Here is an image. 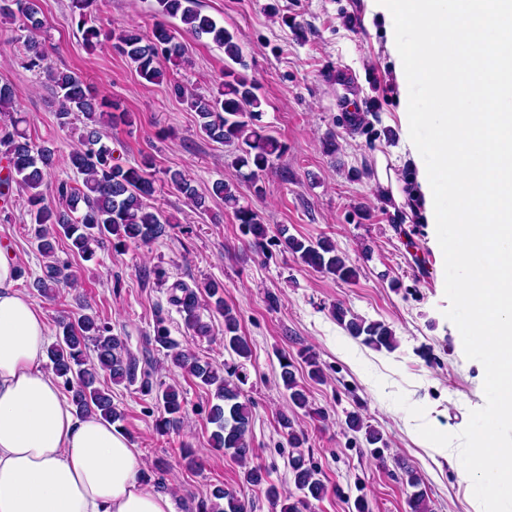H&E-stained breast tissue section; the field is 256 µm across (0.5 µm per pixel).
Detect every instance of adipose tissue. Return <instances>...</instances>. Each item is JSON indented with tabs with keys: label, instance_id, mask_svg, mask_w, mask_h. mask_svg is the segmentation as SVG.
Returning <instances> with one entry per match:
<instances>
[{
	"label": "adipose tissue",
	"instance_id": "1",
	"mask_svg": "<svg viewBox=\"0 0 512 512\" xmlns=\"http://www.w3.org/2000/svg\"><path fill=\"white\" fill-rule=\"evenodd\" d=\"M394 59L412 183L381 174L396 206L423 197L430 224L468 275L463 340L493 391L470 450L492 512H512V0H366ZM427 138H420V131ZM0 247V512H175L147 490L145 462L112 424L80 416L47 370L49 329Z\"/></svg>",
	"mask_w": 512,
	"mask_h": 512
}]
</instances>
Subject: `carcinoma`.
<instances>
[{"label":"carcinoma","instance_id":"carcinoma-1","mask_svg":"<svg viewBox=\"0 0 512 512\" xmlns=\"http://www.w3.org/2000/svg\"><path fill=\"white\" fill-rule=\"evenodd\" d=\"M95 4L96 0H71L72 18L85 47L93 50L112 42V48L128 59L148 83L163 81L162 62L183 58L184 47L179 41L183 34L197 38L205 35L224 49L227 60L235 64L242 61V48L236 35L202 13L198 0H157V13L179 19L181 27L175 29L159 21L153 24L149 34L139 27L118 32L105 30L97 24ZM0 19L16 23L19 30L27 32V66L44 73L52 83L58 101L59 127L77 133L78 147L70 153L69 163L81 176V183L74 185L61 180L46 191V176L54 164L52 144L33 141L13 118L0 122V156L6 159L9 169L0 183L8 189L15 183L26 192L27 212L36 224V249L42 256L52 259L45 265L43 275L33 281V287L42 295H50L59 284L75 277L56 257L58 239L66 238L70 241L71 252L88 258L93 255L94 247L107 238L112 239L115 250L121 251L131 244H147L165 237L171 220L148 203L155 188L146 167L118 163L108 143L109 136L99 129V124L105 121L111 124L116 119L115 113L108 111L111 104L91 96L78 77L48 63L45 44L38 38L45 26L38 0H0ZM176 91L189 110L198 116V127L203 135L214 142L235 146L233 164L236 168L250 169L249 176L253 178L272 168L273 159L279 156L282 146L261 124L262 99L247 75L228 65L224 79L210 95L187 93L180 87ZM78 120L82 121L80 127L75 125ZM165 176L166 181L197 209L209 210L206 196L198 192L186 173L169 169ZM212 195L223 200L224 207L233 212L241 233L250 238L261 254H266L269 230L258 213L240 204L236 190L222 180L214 182ZM280 244L303 264L342 282L350 283L358 276V268L327 238L313 242L289 235ZM222 288L216 281L193 288L176 282L171 286L170 302L183 313L187 330L195 336L208 337L210 327L201 322L199 314L200 294L212 299L213 311L224 318V349L240 358V362L218 366L201 359L194 350L180 347L171 338L166 318L161 315L155 320L153 341L183 373L207 387H214L216 403L208 410L209 423L215 426L212 446L224 449L240 462L247 483L267 485V497L280 512H303L309 499L319 500L325 495L326 486L316 466L306 460L301 451L306 443L305 434L294 428L288 415H281L280 425L286 430L288 445L297 449L289 465L294 485L303 497L281 494L276 485L267 483L268 472L259 465H250L247 435L252 410L250 401L243 398L240 384L247 379L244 366L251 356V348L247 339L239 334L237 316L224 303ZM332 314L362 344L375 350L396 348L395 334L384 322L366 320L339 304L333 307ZM58 328L56 340L47 353L52 371L62 380L75 412L95 415L111 423L121 420L122 414L113 405L110 390L98 387L97 383L102 377L114 384L135 382L137 360L127 353L120 337L112 334V326L94 315L82 314L74 323L62 320ZM280 367V377L291 402L298 408L306 407V394L287 356H281ZM157 396L164 415L156 420V429L167 433L181 425L184 400L173 386L159 390ZM346 424L353 432H364L366 443L372 446L371 453L382 457V449L378 447L382 437L377 430L365 424L356 412L348 414ZM405 474L407 484L414 488L408 500L410 512H426L425 494L420 489L423 478L412 469L405 470ZM196 508L197 512H246L244 503L222 486L215 487L210 499L201 501Z\"/></svg>","mask_w":512,"mask_h":512}]
</instances>
